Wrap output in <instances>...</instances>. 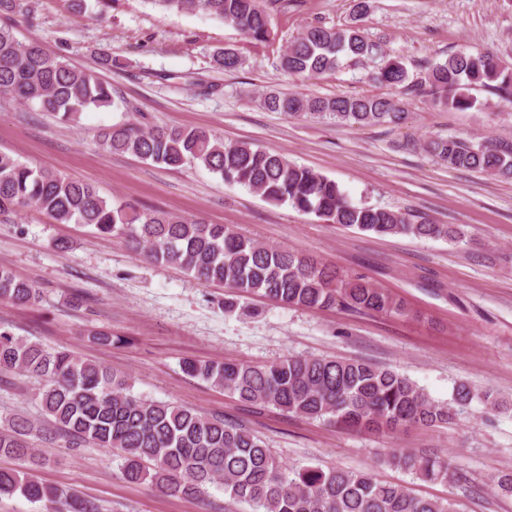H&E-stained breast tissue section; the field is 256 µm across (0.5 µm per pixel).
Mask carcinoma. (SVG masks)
Listing matches in <instances>:
<instances>
[{
    "instance_id": "cac0c4a2",
    "label": "carcinoma",
    "mask_w": 512,
    "mask_h": 512,
    "mask_svg": "<svg viewBox=\"0 0 512 512\" xmlns=\"http://www.w3.org/2000/svg\"><path fill=\"white\" fill-rule=\"evenodd\" d=\"M150 2L168 12H202L236 26L257 43L272 39L262 0ZM367 8V0H357L354 22L308 27L288 44L279 66L293 76L321 75L336 72L343 57L354 66L375 61L370 80L390 93L320 97L270 90L262 97L263 107L291 117L330 119L341 126H380L404 119L408 96L431 95L444 106L466 110L475 106V99L466 94L470 87L512 89V68L490 53L459 50L410 75L401 58L384 55L380 44L357 24ZM215 63L232 72L239 68L240 58L226 49L216 55ZM0 98L35 105L68 125L79 124L90 107L115 104L112 86L95 71L51 56L35 41H18L6 26H0ZM98 141L109 152L128 153L173 170L201 164L229 185L245 187L327 224L377 235L464 241V234L451 225L415 221L411 214L385 207L356 205L334 180L275 150L226 143L203 130L145 129L127 121L102 129ZM422 149L450 169L512 179V143L450 135L432 137ZM26 207L58 224L90 226L98 234L126 241L158 265H177L200 281L234 289L224 299L226 313L259 314L239 302L251 295L309 310L342 306L406 314L404 303L385 289L361 277L345 278L293 249L263 245L224 224L112 202L88 183L32 168L0 152V222ZM37 299L28 279L0 267L1 303L28 305ZM0 368L43 380L37 399L44 422L54 424L69 444L115 450L127 481L147 482L169 496L192 498L219 484L233 502L248 504L250 512H457L447 498L416 496L368 471L287 466L246 428L189 407L137 396L128 377L6 330H0ZM182 370L245 404L375 432L446 424L476 397L489 409L500 406L493 392L478 397L465 383L456 386L453 405L441 404L407 377L362 360L288 356L253 365L186 359ZM42 423L21 414L0 420V457L18 461L15 469H0V496L18 493L32 503L49 505L51 512H100L96 503L63 493L37 476L46 452L34 447L32 438L42 431ZM384 463L425 482L451 485L460 480L457 467L438 455L392 450Z\"/></svg>"
}]
</instances>
